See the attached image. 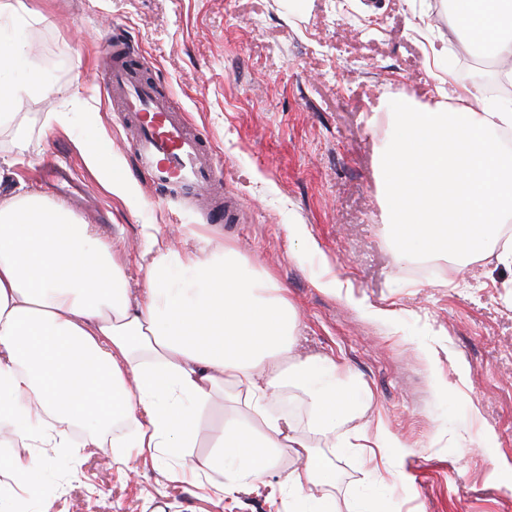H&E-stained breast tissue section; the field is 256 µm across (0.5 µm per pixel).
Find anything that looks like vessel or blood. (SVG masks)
<instances>
[{
  "mask_svg": "<svg viewBox=\"0 0 512 512\" xmlns=\"http://www.w3.org/2000/svg\"><path fill=\"white\" fill-rule=\"evenodd\" d=\"M143 58L122 43L112 47L107 91L137 128L133 153L150 184L195 198L211 192L216 160L200 134L191 132L171 99L145 77Z\"/></svg>",
  "mask_w": 512,
  "mask_h": 512,
  "instance_id": "1",
  "label": "vessel or blood"
}]
</instances>
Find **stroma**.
Wrapping results in <instances>:
<instances>
[{
	"mask_svg": "<svg viewBox=\"0 0 512 512\" xmlns=\"http://www.w3.org/2000/svg\"><path fill=\"white\" fill-rule=\"evenodd\" d=\"M40 14L25 35L48 98L21 112L27 148L0 135L21 190L95 225L132 290L144 283L146 225L174 246L202 224L249 265L273 273L298 314L297 354L336 357L371 394L361 427L391 456L386 470L337 449L327 493L338 512H512V265L479 257L447 279H414L397 260L378 155L396 101H433L445 70L461 72L469 42L448 24V0H25ZM123 33L214 151L215 178L239 218L162 196L136 170L122 113L105 90L108 38ZM448 48L432 63L431 47ZM96 113L80 128L55 113ZM102 140L126 181L105 189L85 159ZM302 225L303 239L289 227ZM338 280L328 292L320 281ZM388 311L385 319L376 310ZM229 411L215 398L199 415L194 447L165 462L134 457L126 477L111 453L78 461L39 449L52 492L30 512H288L282 454L262 482L222 503L170 479L177 459L208 474Z\"/></svg>",
	"mask_w": 512,
	"mask_h": 512,
	"instance_id": "obj_1",
	"label": "stroma"
}]
</instances>
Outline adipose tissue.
Listing matches in <instances>:
<instances>
[{
    "mask_svg": "<svg viewBox=\"0 0 512 512\" xmlns=\"http://www.w3.org/2000/svg\"><path fill=\"white\" fill-rule=\"evenodd\" d=\"M452 3L451 28L512 58V0ZM33 15L25 0H0V129L20 146L28 136L20 107L52 91L24 36ZM389 117L380 178L398 259L446 251L458 267L478 255L512 264V244L500 242L512 215V151L498 138L512 130V97L448 78L432 103L400 100ZM11 176L0 168V426L26 449L9 461L11 477L38 482L40 448L73 456L108 448L124 466L131 448L155 457L194 447L199 430L186 419L229 386L264 430L225 422L206 490L223 499L287 451L302 462L281 480L295 512H335L321 492L332 459L273 404L301 390L309 435L368 448L365 432L340 440L336 430L369 393L334 358L296 357L287 289L203 234L195 248L178 249L148 230L144 287L132 298L122 264L91 226L64 204L15 194Z\"/></svg>",
    "mask_w": 512,
    "mask_h": 512,
    "instance_id": "obj_1",
    "label": "adipose tissue"
}]
</instances>
